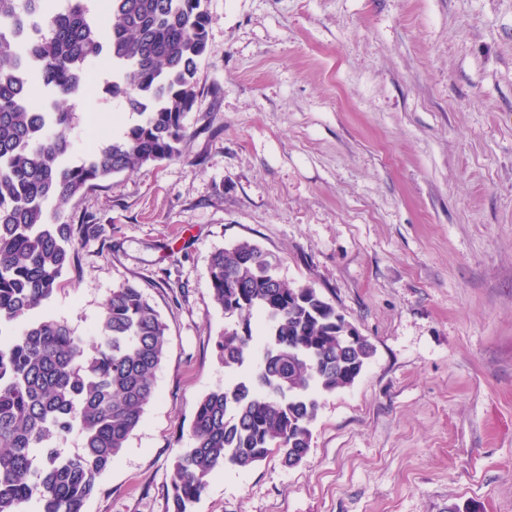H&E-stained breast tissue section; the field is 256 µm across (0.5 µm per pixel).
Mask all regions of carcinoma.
Returning <instances> with one entry per match:
<instances>
[{"label": "carcinoma", "instance_id": "carcinoma-1", "mask_svg": "<svg viewBox=\"0 0 512 512\" xmlns=\"http://www.w3.org/2000/svg\"><path fill=\"white\" fill-rule=\"evenodd\" d=\"M90 2L53 10L0 0V30L21 34L32 18L44 29L36 40H0V512H84L155 399L168 351L160 313L128 283L112 289L89 337L46 308L76 244L104 231L69 223L66 206L115 175L180 155L208 15L203 0H108L105 25ZM99 60L112 68L102 91L138 119L72 163L78 115L64 104ZM278 266L248 240L208 259L213 302L241 318L219 336L220 358L252 371L197 402L168 512H190L219 467L248 469L272 454L300 463L319 395L350 386L374 354L365 336L338 339L336 307L316 288L273 281ZM72 432L82 451L64 456L54 443Z\"/></svg>", "mask_w": 512, "mask_h": 512}]
</instances>
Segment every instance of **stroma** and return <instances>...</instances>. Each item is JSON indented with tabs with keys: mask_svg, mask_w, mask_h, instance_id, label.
Returning <instances> with one entry per match:
<instances>
[{
	"mask_svg": "<svg viewBox=\"0 0 512 512\" xmlns=\"http://www.w3.org/2000/svg\"><path fill=\"white\" fill-rule=\"evenodd\" d=\"M180 157L69 204L102 224L50 314L92 335L131 283L168 326L157 398L85 512H167L196 403L239 377L211 252L280 260L367 336L306 458L214 471L192 512H512V0H204ZM70 161L135 116L76 103Z\"/></svg>",
	"mask_w": 512,
	"mask_h": 512,
	"instance_id": "35a3bbf8",
	"label": "stroma"
}]
</instances>
